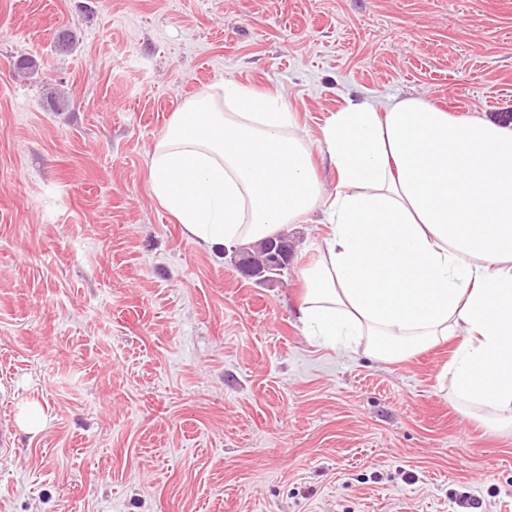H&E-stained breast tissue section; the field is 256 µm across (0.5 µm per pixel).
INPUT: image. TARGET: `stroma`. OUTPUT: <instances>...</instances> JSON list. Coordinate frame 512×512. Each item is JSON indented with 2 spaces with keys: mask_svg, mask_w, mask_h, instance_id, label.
Instances as JSON below:
<instances>
[{
  "mask_svg": "<svg viewBox=\"0 0 512 512\" xmlns=\"http://www.w3.org/2000/svg\"><path fill=\"white\" fill-rule=\"evenodd\" d=\"M227 80L313 140L347 98L512 126V0H0V512H512V432L440 389L453 343L337 354L296 259L243 278L151 194L173 114Z\"/></svg>",
  "mask_w": 512,
  "mask_h": 512,
  "instance_id": "1",
  "label": "stroma"
}]
</instances>
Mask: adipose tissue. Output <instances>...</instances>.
Returning a JSON list of instances; mask_svg holds the SVG:
<instances>
[{"label": "adipose tissue", "mask_w": 512, "mask_h": 512, "mask_svg": "<svg viewBox=\"0 0 512 512\" xmlns=\"http://www.w3.org/2000/svg\"><path fill=\"white\" fill-rule=\"evenodd\" d=\"M149 188L202 247L256 243L324 208L327 232L299 270L304 333L383 363L455 340L449 395L512 429V127L420 96L349 101L316 148L279 95L229 81L175 113Z\"/></svg>", "instance_id": "1"}]
</instances>
